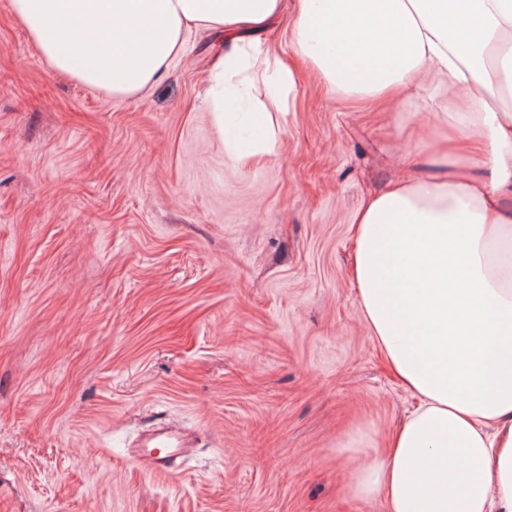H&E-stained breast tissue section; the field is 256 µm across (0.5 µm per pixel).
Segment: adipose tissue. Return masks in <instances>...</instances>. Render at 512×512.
Returning a JSON list of instances; mask_svg holds the SVG:
<instances>
[{
    "label": "adipose tissue",
    "instance_id": "1",
    "mask_svg": "<svg viewBox=\"0 0 512 512\" xmlns=\"http://www.w3.org/2000/svg\"><path fill=\"white\" fill-rule=\"evenodd\" d=\"M61 73L143 92L191 31L226 47L210 66L212 110L238 158L270 151L296 85L254 32L283 0H10ZM300 56L327 86L397 103L429 76L456 100L431 151L464 169L391 177L353 222V286L365 326L417 400L384 455L353 466L354 495L387 512H512V0H297ZM252 67L271 87L238 134L232 89Z\"/></svg>",
    "mask_w": 512,
    "mask_h": 512
}]
</instances>
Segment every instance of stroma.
Wrapping results in <instances>:
<instances>
[{
  "instance_id": "obj_1",
  "label": "stroma",
  "mask_w": 512,
  "mask_h": 512,
  "mask_svg": "<svg viewBox=\"0 0 512 512\" xmlns=\"http://www.w3.org/2000/svg\"><path fill=\"white\" fill-rule=\"evenodd\" d=\"M297 65L272 153L230 157L210 109L223 37L142 94L58 74L0 0V512H386L344 460L413 398L360 315L350 225L396 163L430 172L451 93L387 110ZM192 446L167 472L134 443Z\"/></svg>"
}]
</instances>
